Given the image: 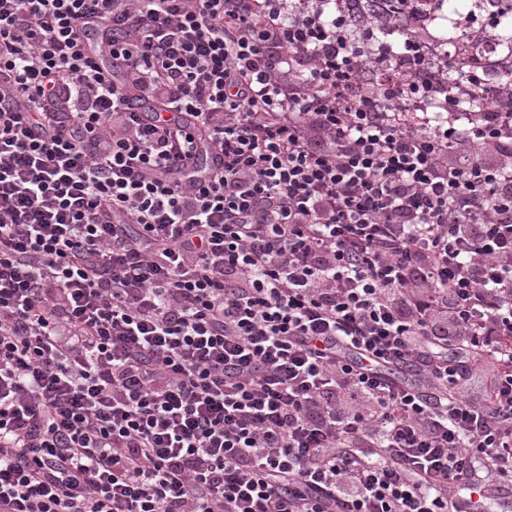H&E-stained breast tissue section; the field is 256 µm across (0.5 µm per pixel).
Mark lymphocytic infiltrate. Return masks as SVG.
<instances>
[{"label":"lymphocytic infiltrate","mask_w":512,"mask_h":512,"mask_svg":"<svg viewBox=\"0 0 512 512\" xmlns=\"http://www.w3.org/2000/svg\"><path fill=\"white\" fill-rule=\"evenodd\" d=\"M326 3L0 0V512L512 492V80ZM482 89H485L483 85H471L456 96L457 102L451 112H455L454 114L459 124L467 125L471 122H477L484 112H490L483 104L485 97ZM474 102H479L483 105L480 112L471 110L470 106ZM445 104H423L412 102L407 108L395 113V120L400 125L433 126L441 122L446 114Z\"/></svg>","instance_id":"obj_1"}]
</instances>
